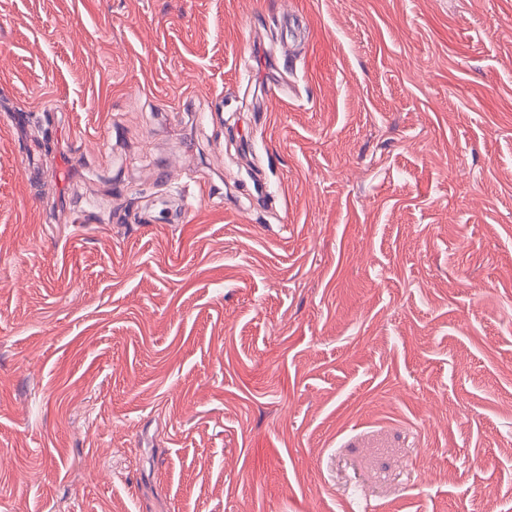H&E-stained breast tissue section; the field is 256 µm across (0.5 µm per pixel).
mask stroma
<instances>
[{"label": "stroma", "mask_w": 512, "mask_h": 512, "mask_svg": "<svg viewBox=\"0 0 512 512\" xmlns=\"http://www.w3.org/2000/svg\"><path fill=\"white\" fill-rule=\"evenodd\" d=\"M4 106L0 512H512V0H0Z\"/></svg>", "instance_id": "1"}]
</instances>
